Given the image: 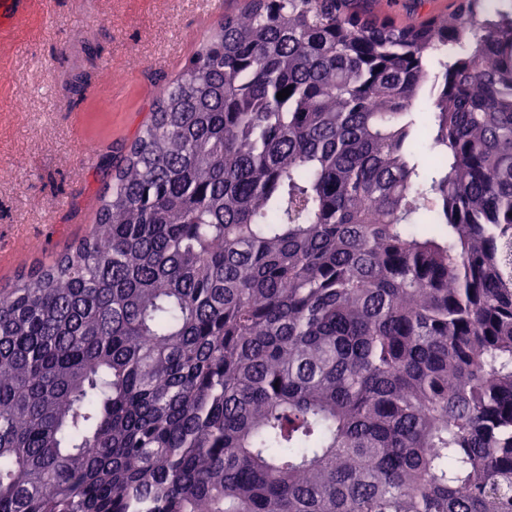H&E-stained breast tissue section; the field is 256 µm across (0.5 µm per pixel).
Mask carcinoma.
Segmentation results:
<instances>
[{
    "instance_id": "cac0c4a2",
    "label": "carcinoma",
    "mask_w": 512,
    "mask_h": 512,
    "mask_svg": "<svg viewBox=\"0 0 512 512\" xmlns=\"http://www.w3.org/2000/svg\"><path fill=\"white\" fill-rule=\"evenodd\" d=\"M0 512H512V0L225 14L0 295ZM421 1V2H420ZM457 0H391L381 18H387L397 25H409L427 15L438 14L452 9Z\"/></svg>"
}]
</instances>
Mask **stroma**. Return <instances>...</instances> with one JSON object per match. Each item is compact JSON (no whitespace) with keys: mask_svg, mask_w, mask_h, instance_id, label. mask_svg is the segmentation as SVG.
Wrapping results in <instances>:
<instances>
[{"mask_svg":"<svg viewBox=\"0 0 512 512\" xmlns=\"http://www.w3.org/2000/svg\"><path fill=\"white\" fill-rule=\"evenodd\" d=\"M455 3L390 0L383 16L409 25ZM220 15L209 0H18L0 24V290L87 234L110 181L102 159L134 140Z\"/></svg>","mask_w":512,"mask_h":512,"instance_id":"1","label":"stroma"}]
</instances>
